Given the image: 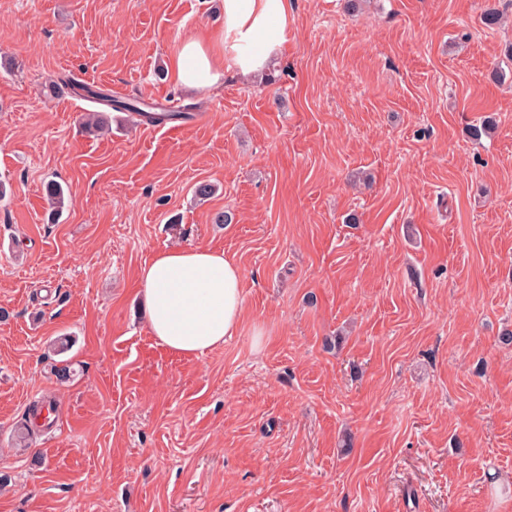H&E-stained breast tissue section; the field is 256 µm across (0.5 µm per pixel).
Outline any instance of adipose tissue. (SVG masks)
<instances>
[{"label": "adipose tissue", "mask_w": 512, "mask_h": 512, "mask_svg": "<svg viewBox=\"0 0 512 512\" xmlns=\"http://www.w3.org/2000/svg\"><path fill=\"white\" fill-rule=\"evenodd\" d=\"M289 24V0H224L223 30L185 40L172 78L178 86L214 92L223 86L225 66L244 75L261 74L282 54ZM242 286L236 261L205 246L162 250L138 274L151 336L185 356L221 347L238 331Z\"/></svg>", "instance_id": "1"}]
</instances>
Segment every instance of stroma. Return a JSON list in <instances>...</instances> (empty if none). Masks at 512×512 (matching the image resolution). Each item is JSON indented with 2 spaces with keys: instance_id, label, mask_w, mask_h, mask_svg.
Wrapping results in <instances>:
<instances>
[{
  "instance_id": "1",
  "label": "stroma",
  "mask_w": 512,
  "mask_h": 512,
  "mask_svg": "<svg viewBox=\"0 0 512 512\" xmlns=\"http://www.w3.org/2000/svg\"><path fill=\"white\" fill-rule=\"evenodd\" d=\"M289 2L204 95L168 71L222 0H0V512H512V0ZM76 83L184 117L89 133ZM175 246L243 271L198 356L136 293Z\"/></svg>"
}]
</instances>
